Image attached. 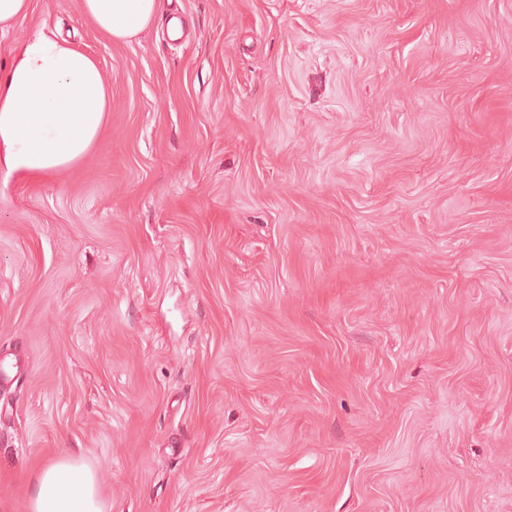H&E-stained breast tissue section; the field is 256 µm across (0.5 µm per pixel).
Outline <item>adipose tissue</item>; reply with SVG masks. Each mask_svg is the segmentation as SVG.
<instances>
[{
  "mask_svg": "<svg viewBox=\"0 0 512 512\" xmlns=\"http://www.w3.org/2000/svg\"><path fill=\"white\" fill-rule=\"evenodd\" d=\"M163 0H81V12L116 42L137 37L162 12ZM112 92L96 58L46 34L28 40L0 74V168L45 180L91 149ZM30 512H107L95 470L72 454L38 468Z\"/></svg>",
  "mask_w": 512,
  "mask_h": 512,
  "instance_id": "1",
  "label": "adipose tissue"
}]
</instances>
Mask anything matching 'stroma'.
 I'll list each match as a JSON object with an SVG mask.
<instances>
[{
    "mask_svg": "<svg viewBox=\"0 0 512 512\" xmlns=\"http://www.w3.org/2000/svg\"><path fill=\"white\" fill-rule=\"evenodd\" d=\"M92 150L0 173V512H512V0H171ZM31 512H107L99 497L96 471L72 454L45 463L33 475Z\"/></svg>",
    "mask_w": 512,
    "mask_h": 512,
    "instance_id": "obj_1",
    "label": "stroma"
}]
</instances>
